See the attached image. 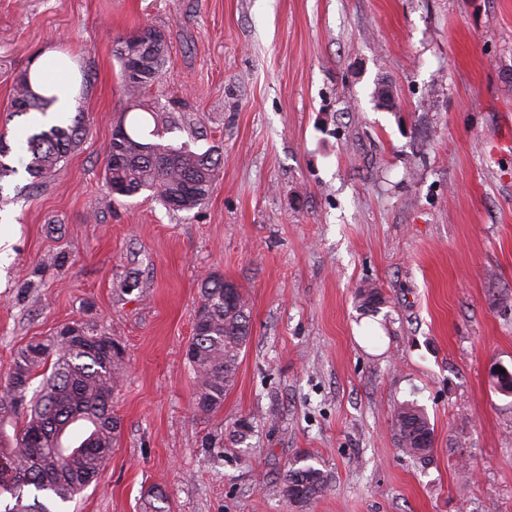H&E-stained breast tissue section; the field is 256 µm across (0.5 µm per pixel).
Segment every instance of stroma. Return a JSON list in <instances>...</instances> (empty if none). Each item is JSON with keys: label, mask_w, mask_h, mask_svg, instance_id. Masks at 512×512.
Here are the masks:
<instances>
[{"label": "stroma", "mask_w": 512, "mask_h": 512, "mask_svg": "<svg viewBox=\"0 0 512 512\" xmlns=\"http://www.w3.org/2000/svg\"><path fill=\"white\" fill-rule=\"evenodd\" d=\"M143 25L168 45L144 97L165 142L221 156L190 211L104 180L113 48ZM50 46L77 57L87 133L49 181L0 179V379L73 321L123 351L112 458L59 512H146L155 486L170 512H512V0H0L8 163L15 82ZM214 273L252 331L203 413L185 349ZM412 402L424 458L392 430ZM303 459L329 484L300 508L282 474ZM392 424L404 451L419 458L427 456L433 447V428L424 410L414 403L394 409Z\"/></svg>", "instance_id": "1"}]
</instances>
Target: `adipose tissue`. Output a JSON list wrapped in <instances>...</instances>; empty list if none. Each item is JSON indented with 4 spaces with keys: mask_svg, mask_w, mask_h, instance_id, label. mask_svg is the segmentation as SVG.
<instances>
[{
    "mask_svg": "<svg viewBox=\"0 0 512 512\" xmlns=\"http://www.w3.org/2000/svg\"><path fill=\"white\" fill-rule=\"evenodd\" d=\"M75 64L62 50L50 49L34 60L27 72L34 95L50 99L47 117L69 121L76 107Z\"/></svg>",
    "mask_w": 512,
    "mask_h": 512,
    "instance_id": "1",
    "label": "adipose tissue"
}]
</instances>
